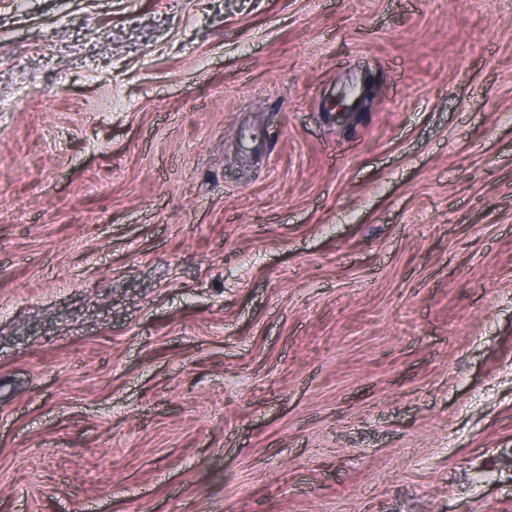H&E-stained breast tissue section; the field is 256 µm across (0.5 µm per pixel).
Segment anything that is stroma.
Returning <instances> with one entry per match:
<instances>
[{
  "instance_id": "35a3bbf8",
  "label": "stroma",
  "mask_w": 512,
  "mask_h": 512,
  "mask_svg": "<svg viewBox=\"0 0 512 512\" xmlns=\"http://www.w3.org/2000/svg\"><path fill=\"white\" fill-rule=\"evenodd\" d=\"M0 512H512V0H0Z\"/></svg>"
}]
</instances>
